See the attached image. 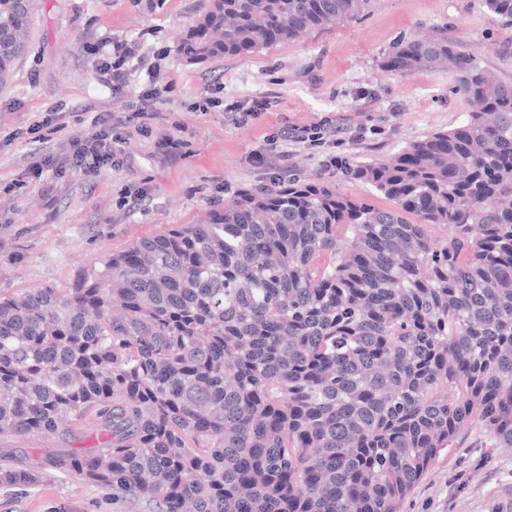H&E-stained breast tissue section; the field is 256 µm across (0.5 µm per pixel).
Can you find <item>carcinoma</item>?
I'll use <instances>...</instances> for the list:
<instances>
[{
	"mask_svg": "<svg viewBox=\"0 0 512 512\" xmlns=\"http://www.w3.org/2000/svg\"><path fill=\"white\" fill-rule=\"evenodd\" d=\"M371 0H207L205 64L362 18ZM512 23V0H485ZM31 0H0V84ZM381 67L446 70L465 122L320 181L244 190L71 288L0 296V443L57 439L0 486L77 478L149 512H401L469 422L512 447V84L452 35ZM446 226L448 236L433 238ZM97 445L72 447L86 423Z\"/></svg>",
	"mask_w": 512,
	"mask_h": 512,
	"instance_id": "cac0c4a2",
	"label": "carcinoma"
}]
</instances>
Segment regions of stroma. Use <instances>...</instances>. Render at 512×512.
Returning a JSON list of instances; mask_svg holds the SVG:
<instances>
[{
	"label": "stroma",
	"instance_id": "35a3bbf8",
	"mask_svg": "<svg viewBox=\"0 0 512 512\" xmlns=\"http://www.w3.org/2000/svg\"><path fill=\"white\" fill-rule=\"evenodd\" d=\"M206 0H37L28 54L0 85V296L28 288H69L139 238L193 224L244 189L271 184V139L336 120L321 144L285 142L288 175L322 179L375 199L370 185L326 168L331 156L356 163L398 153L407 143L461 125L468 107L444 71L400 76L380 66L393 44L422 32L455 34L479 66L512 83V25L485 0H372L358 21L260 52L190 65L179 37ZM134 45L126 87L102 86L103 41ZM164 87L151 136L129 121L148 80ZM259 96L274 105L242 120L228 104ZM100 121L118 138L114 163L88 172L69 164L71 141ZM177 150L159 148L161 137ZM263 158H256V150ZM42 163L41 177L28 173ZM0 512H147L77 479L36 489L0 486ZM403 512H512V448L478 423L467 426L404 502Z\"/></svg>",
	"mask_w": 512,
	"mask_h": 512
}]
</instances>
